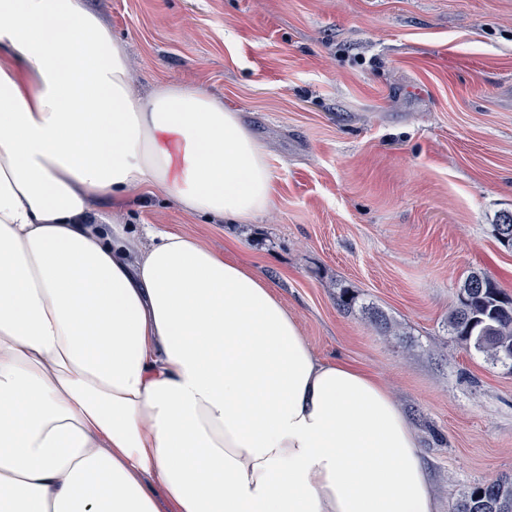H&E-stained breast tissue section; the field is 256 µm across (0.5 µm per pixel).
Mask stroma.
Returning <instances> with one entry per match:
<instances>
[{
    "label": "stroma",
    "instance_id": "stroma-1",
    "mask_svg": "<svg viewBox=\"0 0 512 512\" xmlns=\"http://www.w3.org/2000/svg\"><path fill=\"white\" fill-rule=\"evenodd\" d=\"M134 92L202 83L266 152L243 224L162 198L136 223L256 268L312 351L373 373L414 431L438 512L512 477V371L448 314L471 273L512 296V0H83ZM356 297L352 309L343 292Z\"/></svg>",
    "mask_w": 512,
    "mask_h": 512
}]
</instances>
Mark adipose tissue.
Instances as JSON below:
<instances>
[{"instance_id": "ef3b65f1", "label": "adipose tissue", "mask_w": 512, "mask_h": 512, "mask_svg": "<svg viewBox=\"0 0 512 512\" xmlns=\"http://www.w3.org/2000/svg\"><path fill=\"white\" fill-rule=\"evenodd\" d=\"M128 72L81 0H0V512H437L370 372L253 267L134 224L157 195L250 220L273 174L205 86Z\"/></svg>"}]
</instances>
